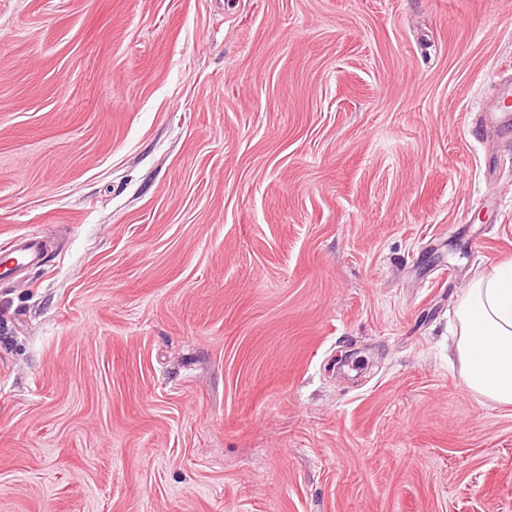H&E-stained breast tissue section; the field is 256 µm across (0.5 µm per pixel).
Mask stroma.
Returning a JSON list of instances; mask_svg holds the SVG:
<instances>
[{
  "label": "stroma",
  "instance_id": "35a3bbf8",
  "mask_svg": "<svg viewBox=\"0 0 512 512\" xmlns=\"http://www.w3.org/2000/svg\"><path fill=\"white\" fill-rule=\"evenodd\" d=\"M505 69L512 0H0V512H512ZM512 98V76L500 79L495 87L492 98L487 102L483 112H489L498 121L501 127L512 125V112L508 103ZM43 240L35 234H23L15 237L10 245L7 258L0 260V276L10 277L18 268L38 266L44 259ZM7 259L12 261L6 263ZM456 352L467 390L512 406V262L475 280L458 311Z\"/></svg>",
  "mask_w": 512,
  "mask_h": 512
}]
</instances>
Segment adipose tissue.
I'll return each mask as SVG.
<instances>
[{"label": "adipose tissue", "instance_id": "obj_1", "mask_svg": "<svg viewBox=\"0 0 512 512\" xmlns=\"http://www.w3.org/2000/svg\"><path fill=\"white\" fill-rule=\"evenodd\" d=\"M456 352L467 390L512 406V262L475 280L458 311Z\"/></svg>", "mask_w": 512, "mask_h": 512}]
</instances>
